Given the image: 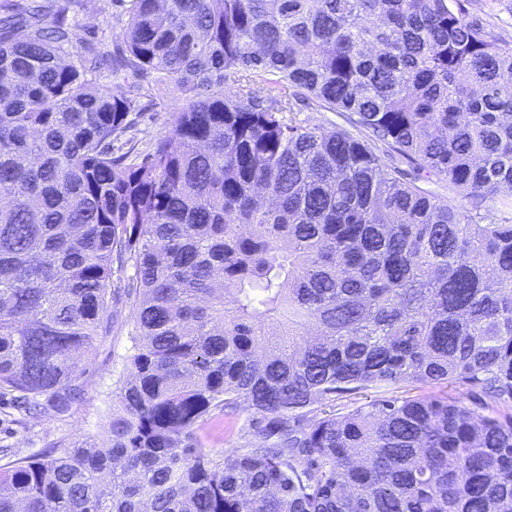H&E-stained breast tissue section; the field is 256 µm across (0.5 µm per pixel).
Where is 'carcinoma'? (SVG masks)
I'll return each mask as SVG.
<instances>
[{
	"instance_id": "1",
	"label": "carcinoma",
	"mask_w": 512,
	"mask_h": 512,
	"mask_svg": "<svg viewBox=\"0 0 512 512\" xmlns=\"http://www.w3.org/2000/svg\"><path fill=\"white\" fill-rule=\"evenodd\" d=\"M120 3L124 46L73 56L67 9L0 0L15 422L70 406L108 300L134 320L106 443L0 448V512H512V48L470 0ZM153 83L181 97L141 153ZM434 384L471 404L359 402ZM310 117L312 123L320 125L325 131H336L338 129H347L353 133L357 131L349 125L344 115L339 112H304L302 117Z\"/></svg>"
}]
</instances>
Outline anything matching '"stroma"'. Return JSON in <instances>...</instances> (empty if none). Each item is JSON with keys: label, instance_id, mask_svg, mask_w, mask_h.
<instances>
[{"label": "stroma", "instance_id": "35a3bbf8", "mask_svg": "<svg viewBox=\"0 0 512 512\" xmlns=\"http://www.w3.org/2000/svg\"><path fill=\"white\" fill-rule=\"evenodd\" d=\"M57 2L68 5L78 41L91 39L108 49L122 44L123 28L114 17L113 0H77L73 5L67 0ZM471 11L499 39L512 44V0H471ZM177 94L170 84L153 87L145 100L149 110L137 133L139 150L149 149L156 139L165 136L167 114L163 104ZM133 327L132 315L126 310L110 333L99 338L88 355L86 372L80 379L81 391L67 411L59 413L49 408L20 426L13 420L12 409L1 405L0 448L30 456L56 445L67 446L84 435L104 439L112 413V392L124 370Z\"/></svg>", "mask_w": 512, "mask_h": 512}]
</instances>
